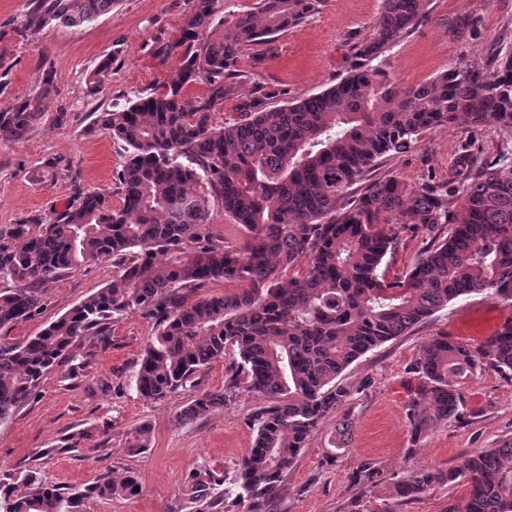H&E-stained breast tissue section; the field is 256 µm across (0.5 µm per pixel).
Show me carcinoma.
<instances>
[{
    "label": "carcinoma",
    "mask_w": 512,
    "mask_h": 512,
    "mask_svg": "<svg viewBox=\"0 0 512 512\" xmlns=\"http://www.w3.org/2000/svg\"><path fill=\"white\" fill-rule=\"evenodd\" d=\"M117 2L27 0L21 36L91 23ZM224 2L191 0L177 41L159 47L160 60L181 49V66L162 90L95 118L124 145L120 206L108 193L80 190L50 218L0 225V330L33 318L46 286L80 267L110 261L117 269L111 283L36 335L0 336V422L54 367L68 364L71 379L88 370L112 323L139 311L156 327L134 375L140 397L177 393L230 349L239 361L224 389L197 396L180 420L206 417L242 388L263 399L249 417L253 445L235 470L220 475L204 466L192 475L184 490L191 512H277L285 473L349 396L341 376L350 365L462 297L512 301V151L480 163L462 147L468 167L460 189L385 177L354 192L380 160L461 118L512 139V52L496 53L483 69L455 66L402 89L386 53L429 19L431 0H382L336 84L275 107L253 99L239 118L220 123L241 53L272 44L318 14L324 0H257L255 9L232 14ZM111 75L104 61L89 82L98 87ZM193 84L204 93L189 96ZM52 91L47 79L39 95L0 112V144L27 137ZM217 210L239 240L213 224ZM390 224L450 228L403 279L389 281L381 264L396 243L384 230ZM221 280L238 290L198 297ZM84 341L87 349L73 353ZM485 363L512 371V325L475 351L442 336L422 347L408 402L413 438L459 416L457 385ZM126 443L130 453L144 452L149 429L134 428ZM460 482L468 486L463 512H512V443L448 473L416 471L386 495L404 502ZM355 483L378 485L372 463L360 466ZM137 486L131 474L107 473L82 490L49 487L30 471L0 479V512H84L90 497H134Z\"/></svg>",
    "instance_id": "carcinoma-1"
}]
</instances>
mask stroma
<instances>
[{
    "mask_svg": "<svg viewBox=\"0 0 512 512\" xmlns=\"http://www.w3.org/2000/svg\"><path fill=\"white\" fill-rule=\"evenodd\" d=\"M26 0H0V112L35 95L52 76L53 95L44 118L21 141L0 144V225L51 215L72 202L75 190L111 192L120 205L116 174L123 156L104 134H87L97 113L160 89L179 65L178 54L155 59L159 45L174 42L189 0H118L112 12L78 28L52 25L24 38ZM427 23L388 53V69L399 87H411L452 66L483 67L491 53L512 48V0H431ZM381 0H326L314 18L290 28L273 47L244 52L219 119L265 94L274 104L292 102L336 83L353 61L354 46L371 31ZM468 16L463 39L452 38L448 22ZM112 60L110 81L91 88L89 73ZM64 120H57V113ZM473 144L492 160L505 145L491 127L465 121L431 131L406 152L385 158L379 177L409 184L432 181L450 187L462 180L460 155ZM398 242L381 265L388 278L405 274L435 238L425 230L398 229ZM113 268L100 262L50 284L41 314L18 323L14 339L36 334L88 295L111 282ZM512 321V301L488 294L462 298L357 360L344 374L350 391L329 415L288 471L278 512H343L357 494L354 477L362 462L377 468L384 483L417 470L449 471L486 448L512 442V375L485 366L463 380L460 416L436 424L412 440L407 404L417 377L411 366L432 337L447 334L469 348L489 344L496 320ZM154 332L151 319L134 311L112 325L87 376L66 378L55 368L12 418L0 422V475L38 471L44 483L83 487L106 473L132 472L142 492L128 499H92L85 512H179L183 491L201 467L233 469L250 448L248 419L260 397L241 392L231 405L183 423L182 408L201 392L222 390L234 357L215 359L197 387L162 401L139 397L132 375ZM148 427L151 445L129 453L126 436ZM82 433L78 447L62 441ZM465 485L438 484L401 506L400 512H460Z\"/></svg>",
    "mask_w": 512,
    "mask_h": 512,
    "instance_id": "stroma-1",
    "label": "stroma"
}]
</instances>
